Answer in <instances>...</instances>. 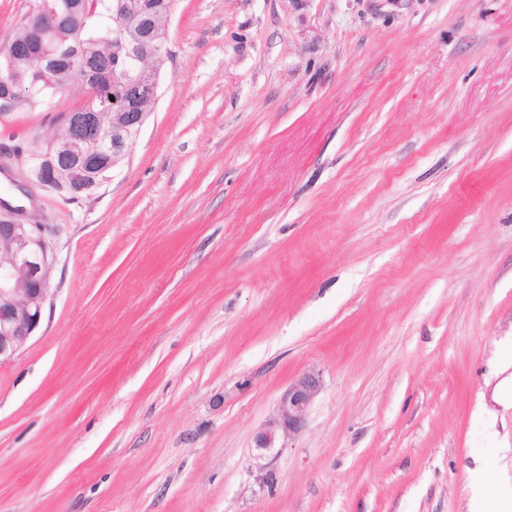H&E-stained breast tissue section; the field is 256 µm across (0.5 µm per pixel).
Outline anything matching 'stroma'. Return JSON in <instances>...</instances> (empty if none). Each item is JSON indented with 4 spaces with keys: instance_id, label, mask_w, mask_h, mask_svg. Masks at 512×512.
<instances>
[{
    "instance_id": "stroma-1",
    "label": "stroma",
    "mask_w": 512,
    "mask_h": 512,
    "mask_svg": "<svg viewBox=\"0 0 512 512\" xmlns=\"http://www.w3.org/2000/svg\"><path fill=\"white\" fill-rule=\"evenodd\" d=\"M107 181L0 175L50 295L0 512H470L512 489V0H175ZM70 91L0 120L40 150ZM322 387L263 484L256 433Z\"/></svg>"
}]
</instances>
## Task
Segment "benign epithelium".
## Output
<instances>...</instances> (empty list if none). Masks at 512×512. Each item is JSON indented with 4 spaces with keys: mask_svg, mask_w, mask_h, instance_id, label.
Masks as SVG:
<instances>
[{
    "mask_svg": "<svg viewBox=\"0 0 512 512\" xmlns=\"http://www.w3.org/2000/svg\"><path fill=\"white\" fill-rule=\"evenodd\" d=\"M174 0H130L122 13V33L136 59V70L144 83L141 94L154 102L158 97L160 67L168 50L160 44L166 36ZM63 13L54 0H46L37 13L34 29L38 39L13 43V57L33 65V79L14 81L0 96V117L14 109L15 100L33 92L37 82L62 65L74 70L82 58L79 48L62 35ZM147 112H130L120 106L108 113L91 112L61 116L64 134L48 143L43 163H24L27 180L42 188L67 181V159L77 166L72 177L110 172L124 155L128 141L142 128ZM22 209L0 199V364L13 360L28 344L40 325L49 297L54 251L43 224H27ZM321 388L314 372L300 375L280 395L276 415L255 438L264 459L280 441L302 427L308 410Z\"/></svg>",
    "mask_w": 512,
    "mask_h": 512,
    "instance_id": "benign-epithelium-1",
    "label": "benign epithelium"
}]
</instances>
